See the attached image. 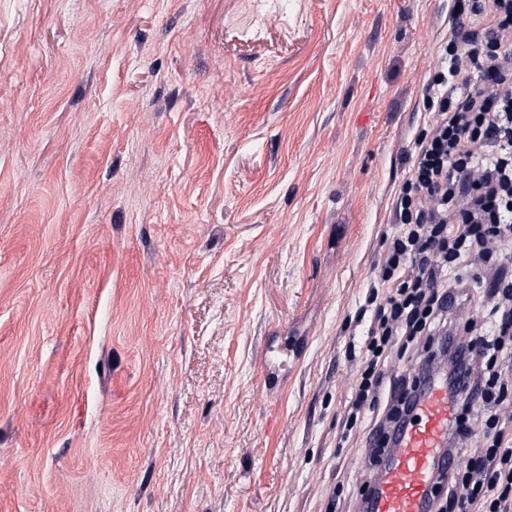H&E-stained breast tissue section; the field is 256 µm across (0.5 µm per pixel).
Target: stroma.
I'll return each instance as SVG.
<instances>
[{
	"mask_svg": "<svg viewBox=\"0 0 512 512\" xmlns=\"http://www.w3.org/2000/svg\"><path fill=\"white\" fill-rule=\"evenodd\" d=\"M453 0H0V512L358 498L344 351Z\"/></svg>",
	"mask_w": 512,
	"mask_h": 512,
	"instance_id": "35a3bbf8",
	"label": "stroma"
}]
</instances>
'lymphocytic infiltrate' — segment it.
I'll list each match as a JSON object with an SVG mask.
<instances>
[{"instance_id": "f902f5d3", "label": "lymphocytic infiltrate", "mask_w": 512, "mask_h": 512, "mask_svg": "<svg viewBox=\"0 0 512 512\" xmlns=\"http://www.w3.org/2000/svg\"><path fill=\"white\" fill-rule=\"evenodd\" d=\"M454 16L426 87L432 118L412 142L396 223L359 310L366 334L345 348L355 383L341 437L366 423L372 445L405 426L418 395L389 359L436 346L448 396L460 402L449 456L474 425L487 439L465 465L443 468L434 512H512V400L502 381L512 277L500 264L512 250V0H454ZM474 299L482 321L458 322Z\"/></svg>"}]
</instances>
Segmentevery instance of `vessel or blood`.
I'll return each instance as SVG.
<instances>
[{
	"label": "vessel or blood",
	"mask_w": 512,
	"mask_h": 512,
	"mask_svg": "<svg viewBox=\"0 0 512 512\" xmlns=\"http://www.w3.org/2000/svg\"><path fill=\"white\" fill-rule=\"evenodd\" d=\"M448 389L428 386L414 409L415 421L397 435L396 446L374 485L369 512H429L441 471L451 416Z\"/></svg>",
	"instance_id": "b4317fda"
}]
</instances>
